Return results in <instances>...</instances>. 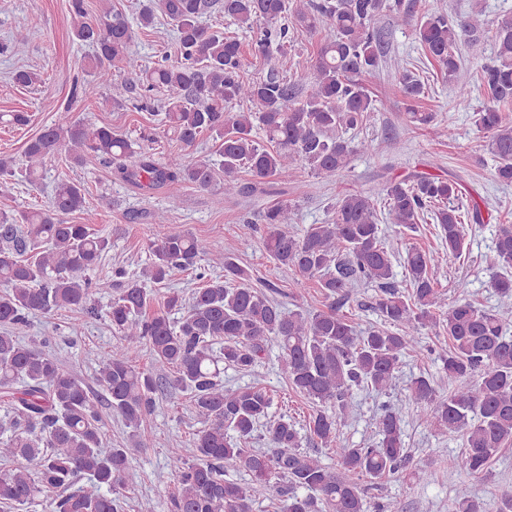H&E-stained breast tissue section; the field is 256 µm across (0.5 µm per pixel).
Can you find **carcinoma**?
I'll list each match as a JSON object with an SVG mask.
<instances>
[{
	"mask_svg": "<svg viewBox=\"0 0 512 512\" xmlns=\"http://www.w3.org/2000/svg\"><path fill=\"white\" fill-rule=\"evenodd\" d=\"M412 5L404 0H296L295 24L319 35L310 89L280 77L271 49L288 42L286 0H146L139 25L153 26L162 15L176 26L174 61L140 66L139 80L128 84L112 67L135 66L133 31L125 17L106 12L87 18L84 0H70L75 38L93 48L84 65L91 79L80 86L84 99L110 92L112 105L149 110V93L167 92L164 123L176 140L192 147L207 134L219 144L220 162H191L185 155L153 163L136 140L108 124L90 125L63 112L53 124L27 142L23 152L27 179H40L45 158L68 153L75 164H112L121 178L142 189L167 188L177 205L182 184L210 188L223 176L224 195L244 192L240 173L258 180L279 176L300 165L316 175L333 176L347 168L355 148L341 137L380 110L362 77L381 64L383 45L375 18L384 11L408 19ZM215 13L240 27L260 26L252 52L270 61L265 77L244 76L245 51L234 36L207 23ZM416 39L456 91V106L471 108L473 90L460 80L464 42L479 58L486 36L495 54L481 68L486 103L473 113L477 129L488 134L495 158L494 177L512 185V12L494 20L480 11L450 15L426 11L415 26ZM399 77L408 127L432 128L438 136L454 133L438 125L437 115L420 109L425 83L399 58L389 60ZM248 102L247 110L232 105ZM27 112H1L0 124L22 127ZM462 186L456 179L417 174L388 179L371 195L353 193L336 200L329 224L290 230L291 209L269 207L263 215L265 250L283 280L303 286L317 283L330 303L320 310L287 311L275 299L278 287L259 288L235 252L182 232H168L150 243L151 262L137 278L127 280L110 307L120 345L100 363L95 393L44 350L24 343L15 331L29 317L59 310L95 314L97 284L88 272L101 263L107 238L70 216L84 209L85 188L60 181L45 209L18 215L0 213V460L25 461L0 470V507L31 503L47 491L57 492L53 512H122L131 449L103 441L98 409L105 401L137 431L152 411L157 395L186 393L191 411L203 423L195 433V459L184 457L172 440L168 466L175 481L170 512H251L253 486H270L280 496L279 512H396L392 502L369 504L363 484L377 487L403 472L409 455L399 410L383 405L375 416L374 447H340L339 421L353 405V390L386 395L401 358L408 351L433 349L419 341L427 329L448 336L437 354L448 376V394L419 376L410 397L420 419L444 433L462 438L464 448L448 455V469L470 478L486 474L499 451L512 444V336L494 313L468 300L445 308L431 273L440 257L457 258L466 245L461 216ZM383 211H378V203ZM430 213L444 252L418 246L405 250L402 261L410 291L393 284L392 259L398 249L385 241L380 221L399 233L416 229ZM224 268L210 276L202 263ZM492 266L498 269L490 287L512 305V224L496 225ZM175 270H193L204 280L186 297L170 289L162 306L152 309L153 289ZM362 282L379 288L374 309L382 327L359 331L340 305ZM179 313L177 320L172 313ZM280 349L288 387L312 403L305 424L322 448L336 449L339 469L301 450L297 423L273 413V398L261 387L233 388L224 383V368L251 371L270 343ZM149 352L151 367L140 365ZM271 450L253 448L257 437ZM244 470L247 484L226 478ZM82 475L90 485L75 487ZM453 512H485L472 484L455 489Z\"/></svg>",
	"mask_w": 512,
	"mask_h": 512,
	"instance_id": "carcinoma-1",
	"label": "carcinoma"
}]
</instances>
